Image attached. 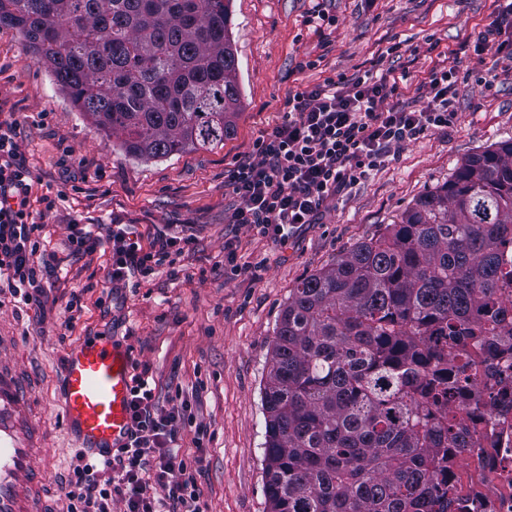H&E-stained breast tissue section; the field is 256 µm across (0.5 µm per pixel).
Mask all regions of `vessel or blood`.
Listing matches in <instances>:
<instances>
[{
	"mask_svg": "<svg viewBox=\"0 0 512 512\" xmlns=\"http://www.w3.org/2000/svg\"><path fill=\"white\" fill-rule=\"evenodd\" d=\"M131 374V350L120 340L86 338L67 349L60 399L74 447L103 460L127 443ZM30 405L20 368L0 364V512H39L51 493Z\"/></svg>",
	"mask_w": 512,
	"mask_h": 512,
	"instance_id": "1",
	"label": "vessel or blood"
}]
</instances>
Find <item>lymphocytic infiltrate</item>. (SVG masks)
Instances as JSON below:
<instances>
[{
  "label": "lymphocytic infiltrate",
  "mask_w": 512,
  "mask_h": 512,
  "mask_svg": "<svg viewBox=\"0 0 512 512\" xmlns=\"http://www.w3.org/2000/svg\"><path fill=\"white\" fill-rule=\"evenodd\" d=\"M473 52L488 70L500 57L512 56V0L478 32ZM461 63L457 56L451 65L429 70L416 103L398 100L399 90L409 89L410 76L392 69H370L353 78L341 74L290 91L282 121L260 135L252 156L227 174L226 185L240 201L229 223L280 241L297 224L316 223L328 202L394 161L404 144L447 128ZM17 126V119L0 120V280L25 303L36 304L45 292L41 275L54 270L37 273L32 235L56 201L46 199L44 212L31 210L33 176L16 141ZM107 242L116 282L149 278L178 244L165 234L135 237L125 224L110 225ZM130 417L125 448L104 462L90 459L76 466L67 512H111L116 496L124 512H204L192 468L173 448L182 411L158 410L147 378L137 374Z\"/></svg>",
  "instance_id": "f902f5d3"
}]
</instances>
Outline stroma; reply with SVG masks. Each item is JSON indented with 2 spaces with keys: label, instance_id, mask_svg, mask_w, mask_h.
Here are the masks:
<instances>
[{
  "label": "stroma",
  "instance_id": "stroma-1",
  "mask_svg": "<svg viewBox=\"0 0 512 512\" xmlns=\"http://www.w3.org/2000/svg\"><path fill=\"white\" fill-rule=\"evenodd\" d=\"M495 8L494 0H231L241 89L234 135L149 160L126 156L120 137L79 112L23 35L0 26V113L20 119L16 140L35 178L30 206L42 210L47 193L58 198L33 235L56 269L43 307L0 291V363L24 369L34 388L46 445L39 464L58 485L53 512H67L65 493L80 456L58 402L63 355L94 336L130 345L133 371L148 374L158 409L184 405L174 446L183 455L203 453L197 485L204 512H269L262 390L289 292L394 223L421 194L446 183L465 157L512 141V59L501 58L489 73L472 63L466 47ZM318 9L335 16V26H308ZM395 42L401 52L386 54ZM441 52L466 57L447 128L402 146L395 161L329 203L319 223L299 227L287 243L225 223L239 201L224 178L262 131L282 121L290 90L357 75L375 62L408 71L417 83ZM310 59L317 68H306ZM112 222L191 243L175 267L115 284L105 240ZM75 223L92 225L93 252L70 248ZM228 239L238 245L236 276L224 272ZM77 290L82 309L72 316L66 305ZM200 427L207 435L199 444Z\"/></svg>",
  "mask_w": 512,
  "mask_h": 512
}]
</instances>
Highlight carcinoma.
<instances>
[{
	"instance_id": "1",
	"label": "carcinoma",
	"mask_w": 512,
	"mask_h": 512,
	"mask_svg": "<svg viewBox=\"0 0 512 512\" xmlns=\"http://www.w3.org/2000/svg\"><path fill=\"white\" fill-rule=\"evenodd\" d=\"M230 0H0L74 106L135 159L235 132ZM512 142L465 159L399 222L302 279L262 403L270 512H464L472 447L438 374L512 350Z\"/></svg>"
}]
</instances>
